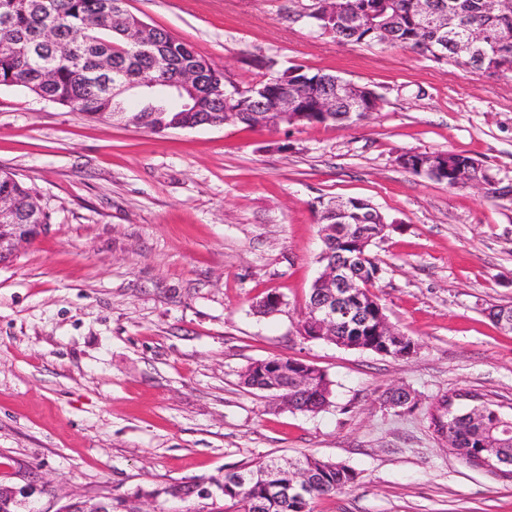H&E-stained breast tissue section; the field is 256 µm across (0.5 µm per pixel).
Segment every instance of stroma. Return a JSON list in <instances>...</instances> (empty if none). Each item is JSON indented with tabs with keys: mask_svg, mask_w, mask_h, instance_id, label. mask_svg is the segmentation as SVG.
Returning a JSON list of instances; mask_svg holds the SVG:
<instances>
[{
	"mask_svg": "<svg viewBox=\"0 0 512 512\" xmlns=\"http://www.w3.org/2000/svg\"><path fill=\"white\" fill-rule=\"evenodd\" d=\"M311 0H127L239 87L271 59L365 85L356 123L150 131L0 88V170L37 191L42 233L0 263V482L35 512L73 497L143 512H210L152 490L309 454L360 474L315 512H512V475L462 462L436 402L483 396L512 416V76L315 30ZM478 160L497 196L404 168L405 153ZM370 201L390 225L374 293L416 344L408 358L299 333L324 247L319 211ZM281 296L278 311L258 302ZM324 370L330 406L304 413L246 387L258 360ZM399 385L414 407L383 403Z\"/></svg>",
	"mask_w": 512,
	"mask_h": 512,
	"instance_id": "35a3bbf8",
	"label": "stroma"
}]
</instances>
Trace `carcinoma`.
<instances>
[{
	"instance_id": "1",
	"label": "carcinoma",
	"mask_w": 512,
	"mask_h": 512,
	"mask_svg": "<svg viewBox=\"0 0 512 512\" xmlns=\"http://www.w3.org/2000/svg\"><path fill=\"white\" fill-rule=\"evenodd\" d=\"M115 0H0V86L23 87L35 95L45 94L55 104L67 106L92 117L112 116V100L105 94L104 84L96 77L97 60L106 55L112 68L134 79L150 69L155 56L166 53L169 58L165 75L172 78L186 62L196 64L202 72V85L198 88L201 109L192 100L170 102L158 110L140 113L141 126L158 130L164 123L175 120L184 124H204L224 121L223 100L214 90L224 88V72L213 69L207 61L185 42L170 43L172 36L161 28H153V42L143 48L128 44L125 34L139 18L127 8L113 9ZM419 0H337L341 11L334 18L325 12L310 16L314 27H325L329 34L344 44H377L376 29L389 23L387 45L417 51L437 62L455 63L480 72L490 78L512 75V0H500L490 9L487 0H429L430 15L448 17L453 35L447 37L437 29L420 30L417 12ZM471 28L485 33L482 52L471 58L457 53L455 40L464 37ZM53 65L51 79L41 80L40 64ZM284 69L269 74L260 82L267 92L266 103L273 102L279 79L287 75ZM327 73H299L294 79L304 83L303 109L310 117L318 101L326 92ZM352 109L354 113L375 111L378 96L357 100L345 98L337 109ZM474 159L451 153L448 171L436 175V181L455 185L456 170ZM0 193L11 196L17 211L24 214L37 211L39 223L48 222V215L33 188L0 170ZM339 338L358 341L380 351L384 336H351ZM279 384L288 387L296 410L306 405L311 396L304 395L294 386L292 378L284 376ZM485 426L473 424L471 409L457 408L448 414V422L461 448H483L496 443L499 448L512 452V428L500 424L495 408H485ZM306 471L304 495L296 496L288 490V471L292 465ZM265 470L270 478L262 482H243L240 475ZM360 479L354 469L336 462L325 461L312 455H303L281 464L267 459L245 468L224 473L221 480L211 484L221 489V498L211 512H224L229 501L240 512H314L318 500L333 496L353 487Z\"/></svg>"
}]
</instances>
